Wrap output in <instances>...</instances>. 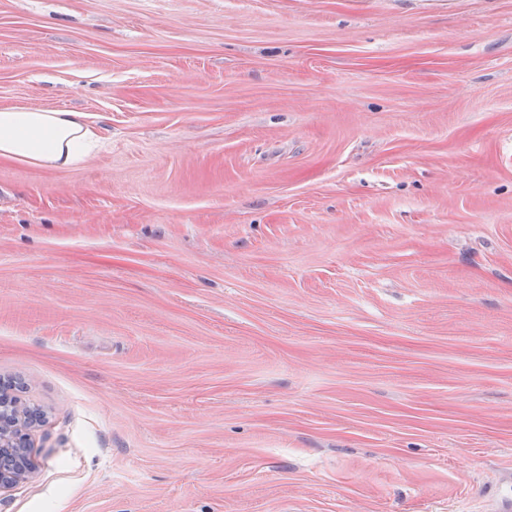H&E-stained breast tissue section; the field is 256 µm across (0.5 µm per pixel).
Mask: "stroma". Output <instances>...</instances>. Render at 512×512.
Listing matches in <instances>:
<instances>
[{"instance_id": "obj_1", "label": "stroma", "mask_w": 512, "mask_h": 512, "mask_svg": "<svg viewBox=\"0 0 512 512\" xmlns=\"http://www.w3.org/2000/svg\"><path fill=\"white\" fill-rule=\"evenodd\" d=\"M0 512H486L512 473V0H0ZM101 131L79 110L0 109V158L67 169L100 145ZM0 390V495L27 480L34 469L30 457V431L43 418L37 407L22 406Z\"/></svg>"}]
</instances>
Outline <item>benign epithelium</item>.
Listing matches in <instances>:
<instances>
[{"instance_id": "obj_1", "label": "benign epithelium", "mask_w": 512, "mask_h": 512, "mask_svg": "<svg viewBox=\"0 0 512 512\" xmlns=\"http://www.w3.org/2000/svg\"><path fill=\"white\" fill-rule=\"evenodd\" d=\"M43 418L37 407L23 406L0 390V495L27 480L34 469L30 457V431Z\"/></svg>"}]
</instances>
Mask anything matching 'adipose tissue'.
Masks as SVG:
<instances>
[{
  "label": "adipose tissue",
  "instance_id": "ef3b65f1",
  "mask_svg": "<svg viewBox=\"0 0 512 512\" xmlns=\"http://www.w3.org/2000/svg\"><path fill=\"white\" fill-rule=\"evenodd\" d=\"M101 127L73 109H0V158L67 169L99 146Z\"/></svg>",
  "mask_w": 512,
  "mask_h": 512
}]
</instances>
